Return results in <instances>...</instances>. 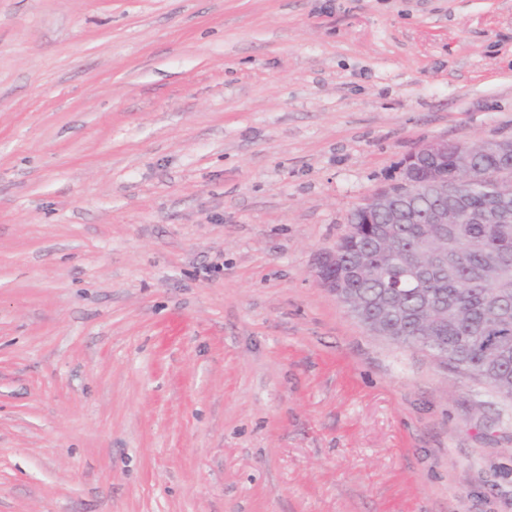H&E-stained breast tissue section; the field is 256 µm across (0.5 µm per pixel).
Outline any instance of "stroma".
Instances as JSON below:
<instances>
[{
  "label": "stroma",
  "instance_id": "obj_1",
  "mask_svg": "<svg viewBox=\"0 0 512 512\" xmlns=\"http://www.w3.org/2000/svg\"><path fill=\"white\" fill-rule=\"evenodd\" d=\"M510 137L512 0H0V512H512V401L315 278Z\"/></svg>",
  "mask_w": 512,
  "mask_h": 512
}]
</instances>
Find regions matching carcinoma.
Masks as SVG:
<instances>
[{"mask_svg": "<svg viewBox=\"0 0 512 512\" xmlns=\"http://www.w3.org/2000/svg\"><path fill=\"white\" fill-rule=\"evenodd\" d=\"M475 165L487 175L468 195V207L484 208L491 186L512 166L491 156ZM448 161L428 164L424 175L451 177ZM377 224H350L336 242L341 261L363 258L366 272L347 281L345 291L370 299L383 294L399 298L395 317L385 316L392 341L411 348L448 354V365L512 399V210L494 224L448 225V266L417 283L406 274L402 257L424 261V243L433 233L415 216L396 227L391 252L371 244Z\"/></svg>", "mask_w": 512, "mask_h": 512, "instance_id": "cac0c4a2", "label": "carcinoma"}]
</instances>
